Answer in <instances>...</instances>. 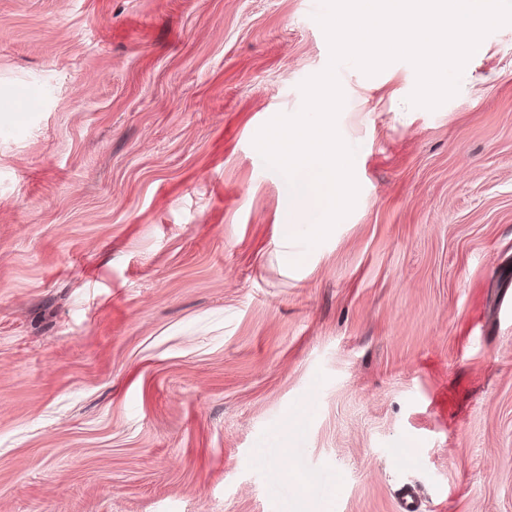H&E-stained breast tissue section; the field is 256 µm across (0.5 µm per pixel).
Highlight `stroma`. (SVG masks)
Instances as JSON below:
<instances>
[{
  "instance_id": "35a3bbf8",
  "label": "stroma",
  "mask_w": 512,
  "mask_h": 512,
  "mask_svg": "<svg viewBox=\"0 0 512 512\" xmlns=\"http://www.w3.org/2000/svg\"><path fill=\"white\" fill-rule=\"evenodd\" d=\"M323 11L0 0V512H512V24L433 110L339 66L310 249L253 140Z\"/></svg>"
}]
</instances>
